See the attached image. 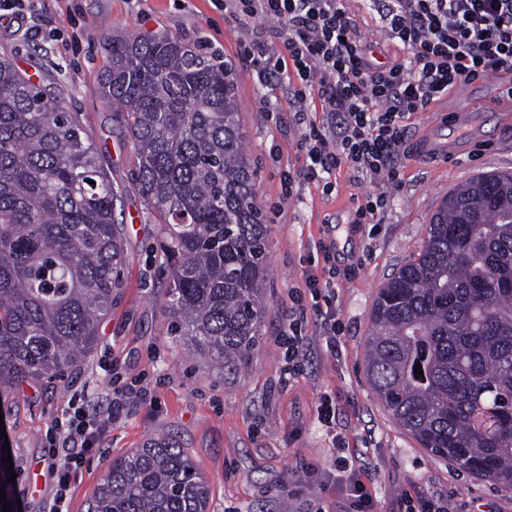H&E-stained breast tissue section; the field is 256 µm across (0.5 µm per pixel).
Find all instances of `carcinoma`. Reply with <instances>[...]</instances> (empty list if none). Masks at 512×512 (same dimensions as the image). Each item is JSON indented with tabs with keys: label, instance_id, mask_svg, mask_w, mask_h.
I'll list each match as a JSON object with an SVG mask.
<instances>
[{
	"label": "carcinoma",
	"instance_id": "cac0c4a2",
	"mask_svg": "<svg viewBox=\"0 0 512 512\" xmlns=\"http://www.w3.org/2000/svg\"><path fill=\"white\" fill-rule=\"evenodd\" d=\"M122 113L135 178L162 216L164 311L189 352L234 373L259 347L267 233L232 67L175 37L114 38L97 87ZM119 188L72 113L0 56V407L96 345L124 254ZM365 371L427 451L512 488V170L448 192L421 249L379 289ZM423 375L415 374V367ZM0 485L16 512L11 473ZM187 451L112 461L90 512H207Z\"/></svg>",
	"mask_w": 512,
	"mask_h": 512
}]
</instances>
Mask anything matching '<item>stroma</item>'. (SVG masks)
<instances>
[{
  "instance_id": "35a3bbf8",
  "label": "stroma",
  "mask_w": 512,
  "mask_h": 512,
  "mask_svg": "<svg viewBox=\"0 0 512 512\" xmlns=\"http://www.w3.org/2000/svg\"><path fill=\"white\" fill-rule=\"evenodd\" d=\"M36 13L44 38H1L0 56L58 95L96 143L108 176L122 190L115 216L126 262L95 349L54 384L25 385L17 407L0 419L15 459L16 492L28 512H40L52 495L45 435L71 394L84 392L89 411L102 413L107 394L131 387L136 396L86 454L70 512H88L112 458L164 435L179 442L204 474L208 512H294L288 492L302 465L332 469L338 446L364 473L378 512H394L401 492L413 485L443 499L450 512H512V490L477 480L421 448L364 373L378 290L420 249L441 199L478 173L512 169V101L502 97L498 78L459 85L411 118V152L401 186L388 192L384 221L359 224L351 208L376 187L348 170L337 171L332 193L305 184L296 196L286 195L285 174L303 163L304 129L287 110L285 89L272 93L279 114L262 112V90L238 57L241 32L213 0H37ZM135 35L176 37L233 67L267 227L266 318L253 363L240 373L200 361L170 333L162 219L132 177L134 152L121 117L96 93L112 39ZM430 138L450 143L446 164L419 155ZM330 241L336 244L332 266L320 250ZM331 268L342 323L332 346L305 286L308 275L323 277ZM290 316L300 318L305 339L292 370L277 342ZM325 398L335 411L328 426L318 418Z\"/></svg>"
}]
</instances>
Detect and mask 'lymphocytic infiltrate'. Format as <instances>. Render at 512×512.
Wrapping results in <instances>:
<instances>
[{
  "label": "lymphocytic infiltrate",
  "mask_w": 512,
  "mask_h": 512,
  "mask_svg": "<svg viewBox=\"0 0 512 512\" xmlns=\"http://www.w3.org/2000/svg\"><path fill=\"white\" fill-rule=\"evenodd\" d=\"M386 38L399 56L377 62L360 37L348 0H224L225 15L243 32L239 55L255 83L286 85L297 124L303 125L304 160L285 180L287 194L316 183L335 188L337 169L347 168L382 193L360 199L359 223H382L386 188L399 186L408 155V121L460 83L498 76L512 98V0H372ZM318 100L325 127L306 123L308 100ZM128 395L118 392L108 418L117 419ZM105 418V419H108ZM105 419L88 413L71 396L53 431L45 457L54 479L48 512H65L71 478L84 452L104 431ZM337 473L306 468L304 486L337 484L345 512H376L359 471L339 461Z\"/></svg>",
  "instance_id": "1"
}]
</instances>
